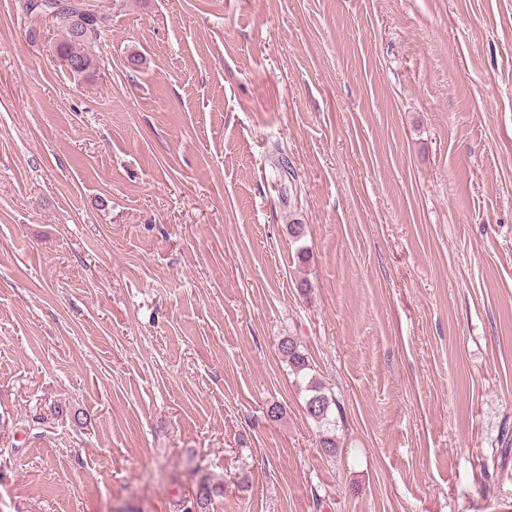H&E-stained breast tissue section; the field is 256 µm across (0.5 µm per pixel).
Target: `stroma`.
Returning <instances> with one entry per match:
<instances>
[{"mask_svg": "<svg viewBox=\"0 0 512 512\" xmlns=\"http://www.w3.org/2000/svg\"><path fill=\"white\" fill-rule=\"evenodd\" d=\"M60 37L0 0V512H512V0ZM279 350L284 358H287L288 364L293 367L296 373L310 369L309 360L306 354L300 349L297 342L291 337H284L280 343ZM310 392L305 404L308 416L318 424V437L321 448L328 454L336 453V403L328 397L323 388L317 385L308 387ZM334 406V407H333Z\"/></svg>", "mask_w": 512, "mask_h": 512, "instance_id": "obj_1", "label": "stroma"}]
</instances>
